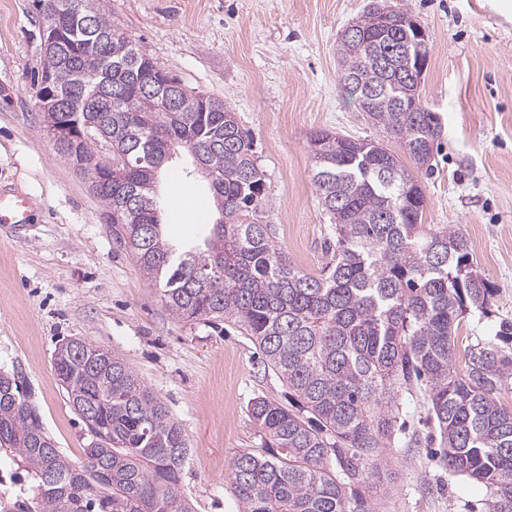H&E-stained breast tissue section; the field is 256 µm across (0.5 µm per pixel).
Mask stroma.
I'll list each match as a JSON object with an SVG mask.
<instances>
[{
    "mask_svg": "<svg viewBox=\"0 0 512 512\" xmlns=\"http://www.w3.org/2000/svg\"><path fill=\"white\" fill-rule=\"evenodd\" d=\"M370 0H107L139 51L183 86L224 101L251 135L266 175L259 223L302 270L319 273L333 228L312 181L310 136L382 139L338 82L336 45ZM428 33L422 102L440 124L431 170H414L424 224L460 229L472 263L497 289L460 323L469 342L512 323V0H385ZM32 0H0V183L34 196L22 235L0 227V371H21L31 403L64 455L91 441L53 368L59 344L81 338L126 359L166 403L190 447L182 492L195 512H241L230 465L264 438L255 397L291 406L288 387L233 323L186 321L119 248L102 206L56 154L38 116L32 76L43 62ZM190 154L160 176L164 233L202 244L216 214ZM371 493L379 512H487L485 487L449 475L435 445L385 455Z\"/></svg>",
    "mask_w": 512,
    "mask_h": 512,
    "instance_id": "1",
    "label": "stroma"
}]
</instances>
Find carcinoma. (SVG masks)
Here are the masks:
<instances>
[{"mask_svg":"<svg viewBox=\"0 0 512 512\" xmlns=\"http://www.w3.org/2000/svg\"><path fill=\"white\" fill-rule=\"evenodd\" d=\"M45 26L65 42L49 57L67 111L38 100L40 122L72 117L91 135L55 146L87 181L119 247L160 287L164 307L182 320L222 318L259 346L297 405L266 397L249 414L265 435L260 453L231 463L242 512H376L366 486L381 480L395 446L398 392L425 388L439 435V463L483 484L489 512H512V408L498 399L512 379V357L497 340L459 343L462 314L485 310L497 288L470 262L463 235L422 224L426 198L399 155L378 141L325 130L310 137L312 180L335 229L326 262L313 275L295 266L255 221L267 202L252 138L222 101L182 97L172 112L167 72L110 19L104 0H36ZM400 10L370 4L341 37L346 94L366 119L421 169L433 155L439 122L410 95L396 103L403 77L394 50L404 39ZM386 94L366 101L370 85ZM109 145L112 152L101 156ZM176 147L207 162L214 207L224 222L205 248L180 251L165 237L155 159ZM121 173L107 179L108 171ZM54 369L91 435L80 458L55 446L23 392L19 374L0 372V449L30 482L26 512H192L181 491L184 430L120 355L85 343L55 353Z\"/></svg>","mask_w":512,"mask_h":512,"instance_id":"1","label":"carcinoma"}]
</instances>
